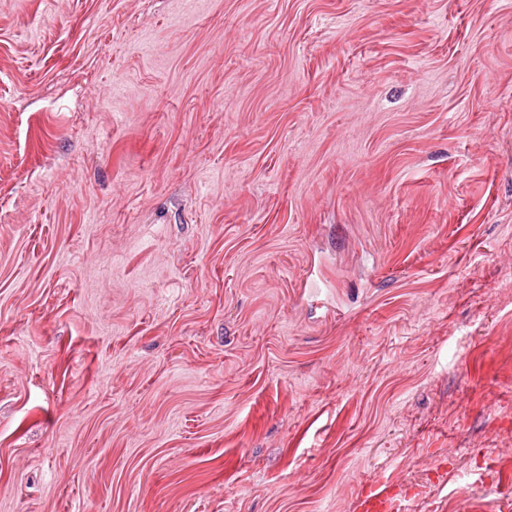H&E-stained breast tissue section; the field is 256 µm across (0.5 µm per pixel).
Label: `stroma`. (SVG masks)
<instances>
[{
    "label": "stroma",
    "instance_id": "obj_1",
    "mask_svg": "<svg viewBox=\"0 0 512 512\" xmlns=\"http://www.w3.org/2000/svg\"><path fill=\"white\" fill-rule=\"evenodd\" d=\"M512 512V0H0V512ZM407 500L393 488H385L377 493L361 497L357 503L358 512H407Z\"/></svg>",
    "mask_w": 512,
    "mask_h": 512
}]
</instances>
